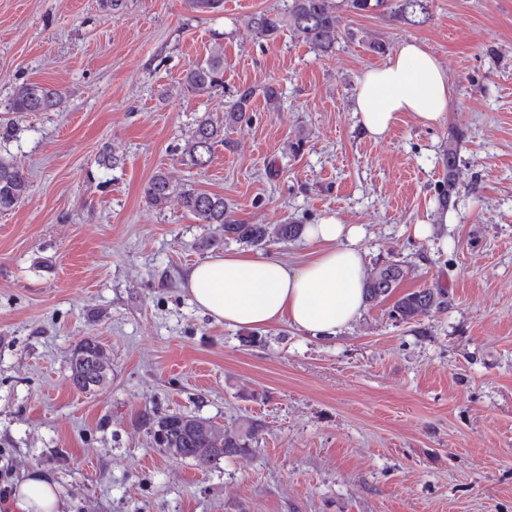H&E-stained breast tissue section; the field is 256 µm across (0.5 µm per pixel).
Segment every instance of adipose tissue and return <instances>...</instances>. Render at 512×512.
Masks as SVG:
<instances>
[{
    "label": "adipose tissue",
    "mask_w": 512,
    "mask_h": 512,
    "mask_svg": "<svg viewBox=\"0 0 512 512\" xmlns=\"http://www.w3.org/2000/svg\"><path fill=\"white\" fill-rule=\"evenodd\" d=\"M452 97L447 72L411 41L362 73L354 110L363 132L381 138L406 114L425 126L440 124ZM304 234L315 250L303 263L218 254L188 270L186 290L200 309L230 327L285 322L313 337H336L365 308V260L358 247L364 228L327 218L307 225ZM13 504L16 512H61L54 482L42 475L20 482Z\"/></svg>",
    "instance_id": "1"
}]
</instances>
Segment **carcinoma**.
Listing matches in <instances>:
<instances>
[{
	"label": "carcinoma",
	"instance_id": "1",
	"mask_svg": "<svg viewBox=\"0 0 512 512\" xmlns=\"http://www.w3.org/2000/svg\"><path fill=\"white\" fill-rule=\"evenodd\" d=\"M356 10L391 7L393 15L408 24L420 25L429 17V0H344ZM338 0H286L285 9L272 14L259 11L250 16L249 25L262 37H272L288 27L305 43L320 53L331 52L338 38ZM184 90L196 95H208L224 87V45L216 42L208 57L190 65L182 78ZM256 89L244 87L236 90L235 100L218 120L205 116L191 128L182 151L185 164L202 168L211 159L217 144L224 143V124L245 118ZM62 92L39 82H25L14 92L6 105L9 112H50L56 109ZM463 134L454 133L442 150V164L446 170L434 192L437 200L449 205L458 191L457 172L460 141ZM29 181L11 156L0 153V212L14 209L27 195ZM178 194L184 210L201 224L217 225L218 237L200 242L203 249L220 240L235 241L254 248H263L273 241H288L299 236L300 224H243L230 218L224 197L194 188L177 190L169 173L158 170L146 187V200L155 209L166 207L173 194ZM405 269L398 263L376 264L367 274L364 291L366 303L376 305L391 297ZM447 292L441 288H422L401 295L392 305L390 314L395 319L413 323L448 307ZM70 379L83 389L94 391L109 384L112 364L102 345L92 338H84L76 345L69 358ZM154 442L176 459H192L203 465H214L226 458L253 452V439L258 431L255 420L244 421L236 429H226L210 420L180 413L158 415L148 420Z\"/></svg>",
	"mask_w": 512,
	"mask_h": 512
}]
</instances>
